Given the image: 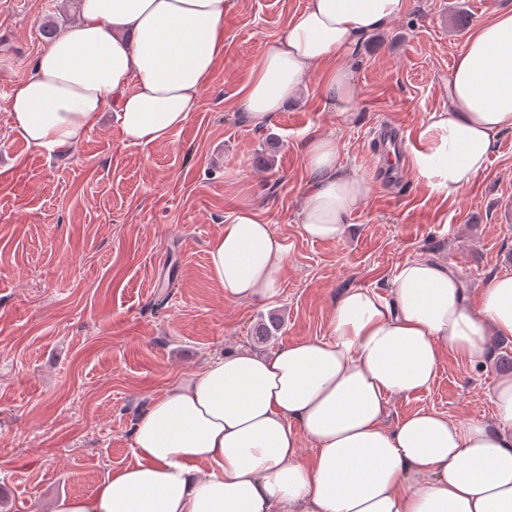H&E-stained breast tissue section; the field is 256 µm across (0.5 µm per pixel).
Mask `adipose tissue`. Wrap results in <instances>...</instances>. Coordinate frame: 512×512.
<instances>
[{
    "instance_id": "1",
    "label": "adipose tissue",
    "mask_w": 512,
    "mask_h": 512,
    "mask_svg": "<svg viewBox=\"0 0 512 512\" xmlns=\"http://www.w3.org/2000/svg\"><path fill=\"white\" fill-rule=\"evenodd\" d=\"M231 0H82L79 20L47 42L11 94V127L34 148L81 143L106 109L124 140L179 129L224 55ZM408 0H307L243 88L254 125L326 72L324 95L350 118L343 60L405 14ZM512 131V12L468 37L448 82V108L418 135L410 170L452 196L487 168ZM298 218L313 240L341 242L369 188L344 172L330 137L309 142ZM230 301H269L288 252L241 204L208 250ZM512 336V275L471 292L436 259L397 267L389 294H340L325 338L261 356L237 349L155 398L140 413L136 461L51 512H512V374L490 388L492 422L462 423L420 408L386 425L389 400L429 390L445 354L488 363L493 337ZM314 453L303 457V443Z\"/></svg>"
}]
</instances>
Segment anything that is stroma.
I'll list each match as a JSON object with an SVG mask.
<instances>
[{
	"instance_id": "1",
	"label": "stroma",
	"mask_w": 512,
	"mask_h": 512,
	"mask_svg": "<svg viewBox=\"0 0 512 512\" xmlns=\"http://www.w3.org/2000/svg\"><path fill=\"white\" fill-rule=\"evenodd\" d=\"M307 0H233L224 57L200 106L167 139L134 144L104 115L74 149L40 151L11 128L8 91L29 77L45 44L44 19L65 28L74 0H0V512H51L136 461L132 427L146 405L211 356L247 348L267 355L330 332L349 288L389 293L405 261L454 264L467 287L512 273V131L498 136L487 169L450 197L405 176L384 196L379 125L417 142L445 110L448 81L469 33L512 0H409L408 11L367 37L347 63L353 117L343 121L312 75L302 98L269 123L246 116L240 89L267 47ZM333 137L346 171L369 193L339 243L312 240L298 222L314 137ZM273 164L258 165L267 141ZM250 202L288 250L279 293L233 303L211 279L207 251L224 222ZM281 330L255 342L259 319ZM494 362L472 367L446 355L427 391L390 400L387 424L432 408L489 422Z\"/></svg>"
}]
</instances>
